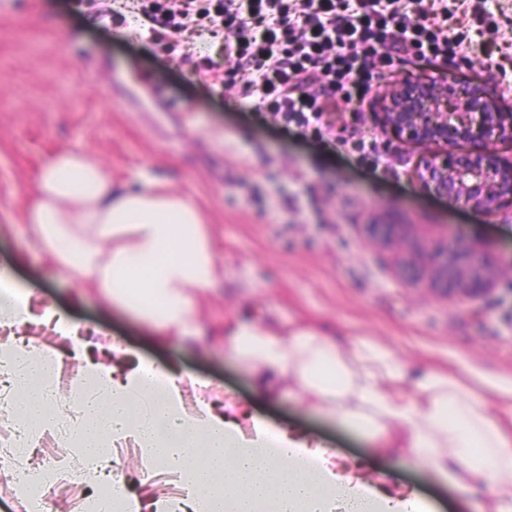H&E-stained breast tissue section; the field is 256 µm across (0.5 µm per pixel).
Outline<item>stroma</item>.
<instances>
[{
  "mask_svg": "<svg viewBox=\"0 0 512 512\" xmlns=\"http://www.w3.org/2000/svg\"><path fill=\"white\" fill-rule=\"evenodd\" d=\"M96 11L84 0H0V267L30 291L34 310L54 306L102 345L123 337L136 358L205 380L278 427L301 424L331 451L371 474L417 490L425 512H491L490 496L461 494L370 455L358 432L302 408L294 397L259 395L245 369L224 354L227 322L246 318L287 330L322 323L345 340L384 343L424 370L451 371L477 395L512 393V292L499 280L476 301L430 286L429 247L481 244L512 266V207L486 215L426 194L414 174L438 144H403L382 126L379 102L392 83L443 73L449 82L485 86L512 112V65L499 71L481 52L441 67L404 64L373 82L369 101L347 126L318 140L282 129L250 109L240 88L197 68L223 34L183 35L184 59L114 22V0ZM63 147L99 158L112 178L137 187L153 179L202 210L224 274L196 299L199 333L162 336L114 309L98 289L58 275L33 247L24 222L41 166ZM390 227L391 242L369 225ZM137 494L173 498L159 475L141 483L140 452L116 453Z\"/></svg>",
  "mask_w": 512,
  "mask_h": 512,
  "instance_id": "35a3bbf8",
  "label": "stroma"
}]
</instances>
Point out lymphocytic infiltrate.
<instances>
[{
    "label": "lymphocytic infiltrate",
    "mask_w": 512,
    "mask_h": 512,
    "mask_svg": "<svg viewBox=\"0 0 512 512\" xmlns=\"http://www.w3.org/2000/svg\"><path fill=\"white\" fill-rule=\"evenodd\" d=\"M139 0L169 32L226 31L224 57L246 72L252 111L306 129L325 112H357L379 75L409 62L464 58L457 0ZM320 90H313V82Z\"/></svg>",
    "instance_id": "lymphocytic-infiltrate-1"
}]
</instances>
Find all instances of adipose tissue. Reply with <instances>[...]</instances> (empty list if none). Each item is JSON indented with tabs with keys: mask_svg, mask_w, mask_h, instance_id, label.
Listing matches in <instances>:
<instances>
[{
	"mask_svg": "<svg viewBox=\"0 0 512 512\" xmlns=\"http://www.w3.org/2000/svg\"><path fill=\"white\" fill-rule=\"evenodd\" d=\"M25 222L34 243L75 284L98 288L113 306L163 334L196 335L193 299L222 275L199 207L153 181H112L90 154L62 148L41 167ZM0 271V328L34 317L29 293ZM225 352L275 396L290 388L302 407L361 431L376 453L461 489H487L493 512H512V394L475 397L453 374L410 367L386 345L352 343L296 324L279 331L248 320L224 330ZM88 360L71 413L55 402L51 351L28 344L0 351L15 389L10 419L19 447L67 428L72 465L18 473L39 501L66 481L101 487L91 512H143L128 488L112 490L109 448L140 449L145 477L167 475L182 492L155 512H421L405 487H376L307 431L276 430L238 402L188 395L186 378L137 361L121 338ZM414 381L418 396L401 393Z\"/></svg>",
	"mask_w": 512,
	"mask_h": 512,
	"instance_id": "obj_1",
	"label": "adipose tissue"
}]
</instances>
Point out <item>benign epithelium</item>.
Returning <instances> with one entry per match:
<instances>
[{
    "label": "benign epithelium",
    "instance_id": "benign-epithelium-1",
    "mask_svg": "<svg viewBox=\"0 0 512 512\" xmlns=\"http://www.w3.org/2000/svg\"><path fill=\"white\" fill-rule=\"evenodd\" d=\"M380 109L384 126L409 142L471 147L420 164L417 177L427 192L484 213L512 206V159L497 152L498 144H512V113L496 109L485 87L459 91L440 74L405 78L391 86ZM432 260L433 285L445 295L475 300L491 290L494 278L512 276V268L503 271L477 243L458 251L440 245Z\"/></svg>",
    "mask_w": 512,
    "mask_h": 512
}]
</instances>
